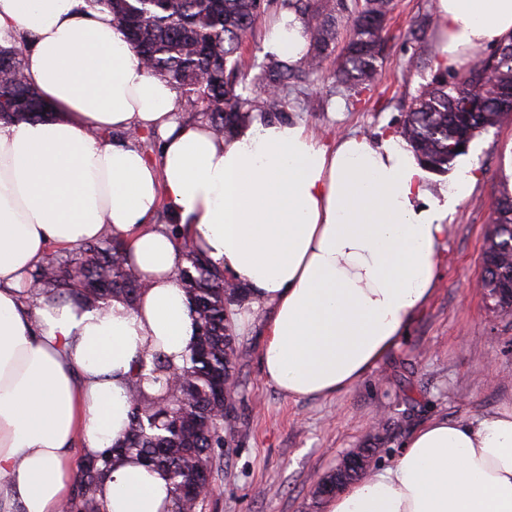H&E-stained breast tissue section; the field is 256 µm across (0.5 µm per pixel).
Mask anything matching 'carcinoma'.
Masks as SVG:
<instances>
[{
	"label": "carcinoma",
	"instance_id": "obj_1",
	"mask_svg": "<svg viewBox=\"0 0 512 512\" xmlns=\"http://www.w3.org/2000/svg\"><path fill=\"white\" fill-rule=\"evenodd\" d=\"M110 9L135 54L157 78L180 93L185 119L202 118L226 137L253 119V112L275 115L287 102L279 90L304 76L316 75L332 54L336 27L349 26V38L336 56V81L357 96L378 80L385 42L383 31L393 0H363L350 10H335L311 0H282L281 8L305 19L306 57L299 63L268 57L261 83L239 92L245 82L242 44L264 12L262 0H87ZM482 91L481 104L468 107L469 91ZM512 40L478 57L464 72L438 73L414 95L398 130L429 170L444 174L462 155L457 147L481 131L512 122ZM51 113L24 73L23 48L0 45V120L41 119ZM493 228L483 252L482 280L494 305L498 289L512 280V195L495 205ZM185 267L176 280L184 288L197 325V341L185 357L182 382L170 388L166 376L152 396L133 382L130 423L112 448L84 458L68 504L70 512H106L101 484L122 456H133L159 471L173 489L170 512H200L224 472V385L232 384L238 357L232 329L239 293L225 287L224 271L184 244ZM141 291L137 272L126 263L124 244L109 232L64 257L51 258L32 274L30 297L67 298L72 294L91 307L119 299L135 308Z\"/></svg>",
	"mask_w": 512,
	"mask_h": 512
}]
</instances>
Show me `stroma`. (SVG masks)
<instances>
[{
    "label": "stroma",
    "instance_id": "35a3bbf8",
    "mask_svg": "<svg viewBox=\"0 0 512 512\" xmlns=\"http://www.w3.org/2000/svg\"><path fill=\"white\" fill-rule=\"evenodd\" d=\"M414 24L425 26L424 38L409 36ZM436 28L435 0H394L371 101H352L331 57L312 82L287 89L285 116L325 142L396 130L407 101L435 75ZM472 154L481 177L448 226L432 298L399 346L349 390L330 399L284 397L261 375L266 311L247 301L235 307L249 316L233 327L241 354L231 391L236 417L224 429V476L202 512H322L314 489L351 450L374 449L372 467H385L429 417L459 419L512 401V316L474 287L490 213L512 186V123L479 133Z\"/></svg>",
    "mask_w": 512,
    "mask_h": 512
}]
</instances>
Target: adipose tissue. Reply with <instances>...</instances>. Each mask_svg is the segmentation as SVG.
Wrapping results in <instances>:
<instances>
[{
	"instance_id": "adipose-tissue-1",
	"label": "adipose tissue",
	"mask_w": 512,
	"mask_h": 512,
	"mask_svg": "<svg viewBox=\"0 0 512 512\" xmlns=\"http://www.w3.org/2000/svg\"><path fill=\"white\" fill-rule=\"evenodd\" d=\"M435 65L451 69L512 40V0H436ZM29 42L24 72L44 121H0V512H62L75 441L99 454L129 426V389L147 350L181 367L196 340L176 280L178 238L268 317L264 380L292 399L327 398L398 346L431 299L448 219L479 176L476 159L437 183L393 132L318 142L296 120L255 117L229 138L180 117L107 8L86 0H0V43ZM304 22L282 13L264 53L306 54ZM160 137L158 158L114 130ZM111 227L145 286L136 308L25 301L49 245ZM182 236V237H183ZM107 512H166L172 489L133 457L101 486ZM323 512H512V403L413 429L397 460L328 498Z\"/></svg>"
}]
</instances>
